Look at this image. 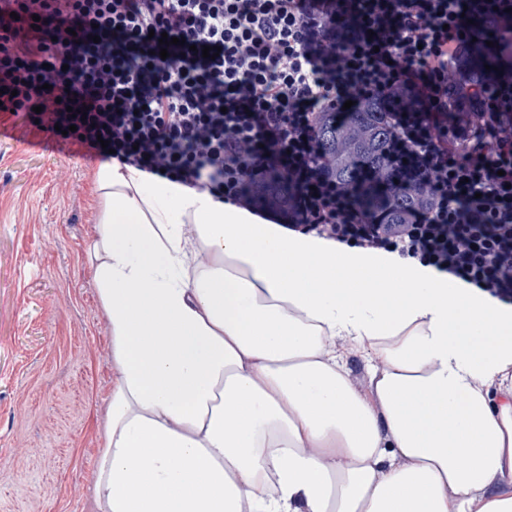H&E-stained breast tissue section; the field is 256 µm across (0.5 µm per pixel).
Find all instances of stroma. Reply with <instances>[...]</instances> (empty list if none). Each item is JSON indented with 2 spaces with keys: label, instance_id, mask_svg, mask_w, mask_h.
Returning <instances> with one entry per match:
<instances>
[{
  "label": "stroma",
  "instance_id": "stroma-1",
  "mask_svg": "<svg viewBox=\"0 0 512 512\" xmlns=\"http://www.w3.org/2000/svg\"><path fill=\"white\" fill-rule=\"evenodd\" d=\"M0 512H95L118 377L90 248L100 163L0 112Z\"/></svg>",
  "mask_w": 512,
  "mask_h": 512
}]
</instances>
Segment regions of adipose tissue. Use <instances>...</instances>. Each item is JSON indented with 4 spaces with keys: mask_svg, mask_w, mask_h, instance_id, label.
Segmentation results:
<instances>
[{
    "mask_svg": "<svg viewBox=\"0 0 512 512\" xmlns=\"http://www.w3.org/2000/svg\"><path fill=\"white\" fill-rule=\"evenodd\" d=\"M94 187L97 512H512V306L129 166ZM365 355L357 352H351L347 358V366L353 381L363 390L370 387V378L365 366Z\"/></svg>",
    "mask_w": 512,
    "mask_h": 512,
    "instance_id": "obj_1",
    "label": "adipose tissue"
}]
</instances>
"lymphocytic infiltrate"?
Instances as JSON below:
<instances>
[{
    "mask_svg": "<svg viewBox=\"0 0 512 512\" xmlns=\"http://www.w3.org/2000/svg\"><path fill=\"white\" fill-rule=\"evenodd\" d=\"M464 2L0 0V110L42 107L93 156L259 217L287 213L291 232L395 251L511 304L512 112L481 75L474 111L450 104L473 39ZM342 6L353 27L337 25ZM379 99L396 176L422 198L405 224L336 184L318 138L327 113ZM273 187L284 197L261 203Z\"/></svg>",
    "mask_w": 512,
    "mask_h": 512,
    "instance_id": "obj_1",
    "label": "lymphocytic infiltrate"
}]
</instances>
